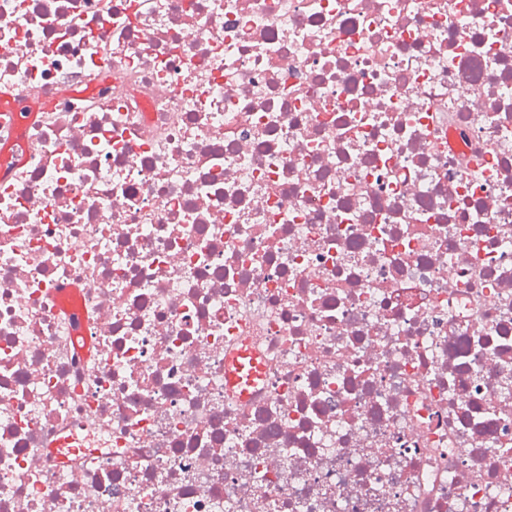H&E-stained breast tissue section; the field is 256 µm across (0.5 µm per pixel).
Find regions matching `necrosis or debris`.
I'll list each match as a JSON object with an SVG mask.
<instances>
[{"mask_svg":"<svg viewBox=\"0 0 512 512\" xmlns=\"http://www.w3.org/2000/svg\"><path fill=\"white\" fill-rule=\"evenodd\" d=\"M0 91V512H512V0H0ZM253 350H237L227 360L226 378L230 385L240 389L243 398L248 396V387L255 385V379L263 373V364Z\"/></svg>","mask_w":512,"mask_h":512,"instance_id":"obj_1","label":"necrosis or debris"}]
</instances>
